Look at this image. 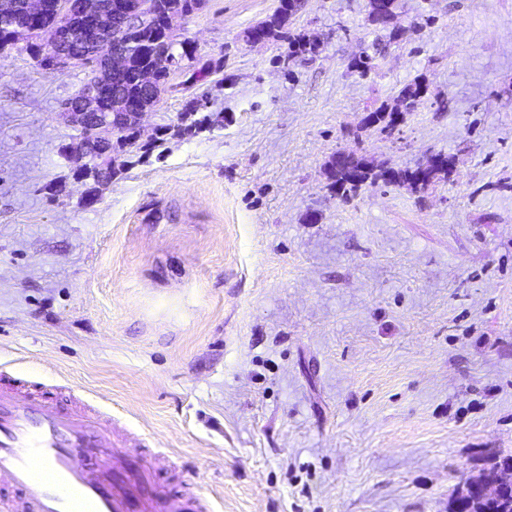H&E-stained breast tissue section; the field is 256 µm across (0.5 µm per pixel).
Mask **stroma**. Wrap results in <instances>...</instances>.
I'll return each instance as SVG.
<instances>
[{"label": "stroma", "instance_id": "1", "mask_svg": "<svg viewBox=\"0 0 512 512\" xmlns=\"http://www.w3.org/2000/svg\"><path fill=\"white\" fill-rule=\"evenodd\" d=\"M277 0H206L178 27L216 73L171 72L98 200L60 103L88 79L0 50V373L67 385L215 512H448L512 456V0H306L315 57L244 31ZM362 77L348 69L375 40ZM427 92L398 130L363 118ZM213 120L180 131L190 101ZM448 181L343 199L336 151ZM425 92V85L421 81H413L405 84L398 92V95L395 99V104L390 105L388 103H382L379 107L375 108L372 114L376 117L375 126H381L380 130L382 132H387L388 128H391V125L387 123V115L391 116L393 112H398L400 108L403 109L402 112H411L419 99ZM397 105V106H395ZM395 106V107H394ZM366 117V124H370V113Z\"/></svg>", "mask_w": 512, "mask_h": 512}]
</instances>
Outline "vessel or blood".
<instances>
[{"instance_id":"obj_1","label":"vessel or blood","mask_w":512,"mask_h":512,"mask_svg":"<svg viewBox=\"0 0 512 512\" xmlns=\"http://www.w3.org/2000/svg\"><path fill=\"white\" fill-rule=\"evenodd\" d=\"M166 468L110 414L26 381L0 384V512H213L157 482Z\"/></svg>"}]
</instances>
